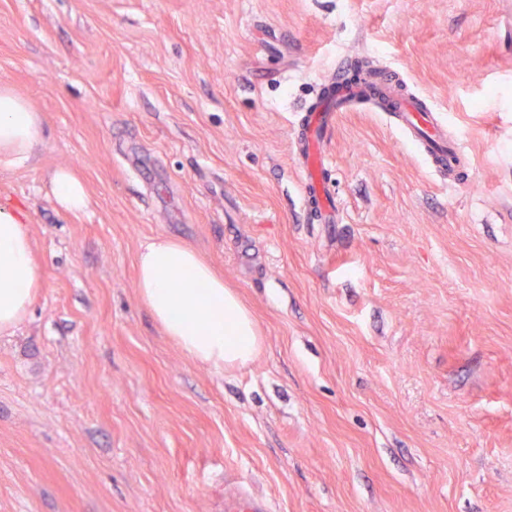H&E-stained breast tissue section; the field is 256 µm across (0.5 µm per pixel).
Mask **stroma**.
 Listing matches in <instances>:
<instances>
[{"instance_id":"obj_1","label":"stroma","mask_w":512,"mask_h":512,"mask_svg":"<svg viewBox=\"0 0 512 512\" xmlns=\"http://www.w3.org/2000/svg\"><path fill=\"white\" fill-rule=\"evenodd\" d=\"M348 58L403 81L455 188L377 112L339 113L303 201L293 129ZM39 113L0 202L43 286L0 332V512H512V0H0V83ZM72 169L87 214L46 178ZM195 247L254 314L250 366L191 361L136 255ZM51 198L58 211L67 216H78L87 211L90 198L82 181L64 167L50 172ZM226 512H270L271 508L267 500L257 498L248 492H238L224 507Z\"/></svg>"}]
</instances>
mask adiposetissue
I'll list each match as a JSON object with an SVG mask.
<instances>
[{"label":"adipose tissue","instance_id":"adipose-tissue-1","mask_svg":"<svg viewBox=\"0 0 512 512\" xmlns=\"http://www.w3.org/2000/svg\"><path fill=\"white\" fill-rule=\"evenodd\" d=\"M44 139L38 113L11 86L0 85V172L31 167ZM49 183L58 211H87L89 195L71 170H53ZM137 265L141 300L187 357L216 370L241 368L257 358L262 336L252 312L194 248L159 236L143 246ZM40 286L28 220L13 204L0 202V332L27 317Z\"/></svg>","mask_w":512,"mask_h":512}]
</instances>
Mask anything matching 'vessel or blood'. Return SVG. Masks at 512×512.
<instances>
[{"mask_svg": "<svg viewBox=\"0 0 512 512\" xmlns=\"http://www.w3.org/2000/svg\"><path fill=\"white\" fill-rule=\"evenodd\" d=\"M354 65L342 62L332 85L333 95L324 96L311 107L294 129V142L299 148L304 175V201L317 203L316 218L320 223L337 221V200L322 177L326 165L322 144L340 112L352 107L371 104L378 111L389 113L394 125L417 144L427 158L433 172L449 185H456V172L468 162V153L458 139L448 136L445 122L438 112L423 99L403 96L393 78L380 79L364 75L353 80ZM225 512H270L267 500L248 492L235 494L227 503Z\"/></svg>", "mask_w": 512, "mask_h": 512, "instance_id": "obj_1", "label": "vessel or blood"}]
</instances>
